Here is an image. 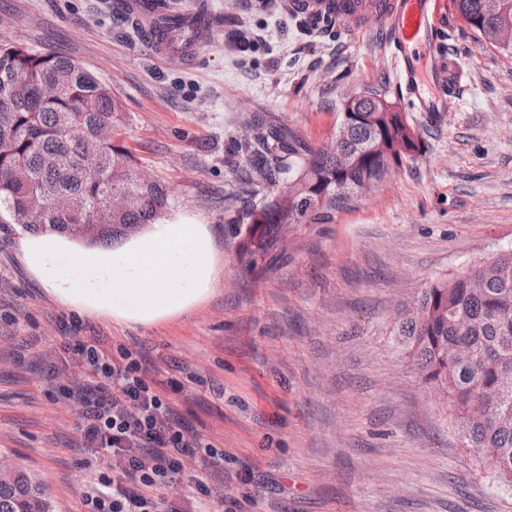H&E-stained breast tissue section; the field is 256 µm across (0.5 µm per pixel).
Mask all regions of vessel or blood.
Wrapping results in <instances>:
<instances>
[{"instance_id":"b4317fda","label":"vessel or blood","mask_w":512,"mask_h":512,"mask_svg":"<svg viewBox=\"0 0 512 512\" xmlns=\"http://www.w3.org/2000/svg\"><path fill=\"white\" fill-rule=\"evenodd\" d=\"M329 0H288L289 13L326 18ZM124 7L144 22L157 55L172 49L177 19L168 13L163 0H124ZM390 33L393 59L400 91L413 101L417 111L439 116L447 109L445 95L424 96L419 73L420 52L442 43L445 26L435 0H386L379 14Z\"/></svg>"}]
</instances>
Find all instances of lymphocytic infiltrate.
<instances>
[{
  "mask_svg": "<svg viewBox=\"0 0 512 512\" xmlns=\"http://www.w3.org/2000/svg\"><path fill=\"white\" fill-rule=\"evenodd\" d=\"M77 352L90 376L80 395L86 445L112 471L110 493L88 483L86 512H184L162 494L181 475L194 503L209 512L212 490L199 476L185 475L184 458L198 452L206 468H218L223 451L173 422L170 404L131 353L108 354L100 339L79 343Z\"/></svg>",
  "mask_w": 512,
  "mask_h": 512,
  "instance_id": "obj_1",
  "label": "lymphocytic infiltrate"
}]
</instances>
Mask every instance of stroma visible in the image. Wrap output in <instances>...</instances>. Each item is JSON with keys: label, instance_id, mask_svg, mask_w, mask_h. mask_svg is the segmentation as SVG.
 Instances as JSON below:
<instances>
[{"label": "stroma", "instance_id": "obj_1", "mask_svg": "<svg viewBox=\"0 0 512 512\" xmlns=\"http://www.w3.org/2000/svg\"><path fill=\"white\" fill-rule=\"evenodd\" d=\"M122 0H0V42L66 56L111 90L121 141L173 195V219L209 225L221 272L197 308L150 327L61 305L0 224V461L37 473L54 512H85L82 409L62 393L98 336L138 357L176 419L224 451L185 471L233 512H512L489 464L462 448L448 404L397 343V312L431 281L512 248V57L449 21L457 94L433 122L394 90L387 29L324 24L265 0L206 6L193 55L156 57ZM376 90L410 113L427 149L337 210L294 224L287 259L247 272L229 219L242 208L247 118L271 113L313 143L344 101Z\"/></svg>", "mask_w": 512, "mask_h": 512}]
</instances>
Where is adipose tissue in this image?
I'll use <instances>...</instances> for the list:
<instances>
[{
	"instance_id": "adipose-tissue-1",
	"label": "adipose tissue",
	"mask_w": 512,
	"mask_h": 512,
	"mask_svg": "<svg viewBox=\"0 0 512 512\" xmlns=\"http://www.w3.org/2000/svg\"><path fill=\"white\" fill-rule=\"evenodd\" d=\"M28 264L62 304L154 326L200 306L216 290L217 259L204 224H150L109 249L44 235L23 245Z\"/></svg>"
}]
</instances>
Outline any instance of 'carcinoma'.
<instances>
[{
    "label": "carcinoma",
    "instance_id": "carcinoma-1",
    "mask_svg": "<svg viewBox=\"0 0 512 512\" xmlns=\"http://www.w3.org/2000/svg\"><path fill=\"white\" fill-rule=\"evenodd\" d=\"M455 16L475 36L491 31L495 49L512 57V0H453ZM125 115L110 89L71 59L0 45V223L32 234L57 233L86 247L110 246L146 224H162L171 196L143 175L116 139ZM238 148L250 160V193L263 200L230 220L244 232L241 259L249 272L286 258L290 224H328L336 210L415 159L425 148L416 126L390 101L364 91L343 104L337 140L315 147L298 129L252 114ZM95 141L89 170L84 143ZM129 205L85 236L109 197ZM66 197L65 213L51 209ZM424 382L454 408L462 447L489 460L497 488L512 492V250L419 292L397 325ZM0 512H53L36 475L0 481Z\"/></svg>",
    "mask_w": 512,
    "mask_h": 512
}]
</instances>
